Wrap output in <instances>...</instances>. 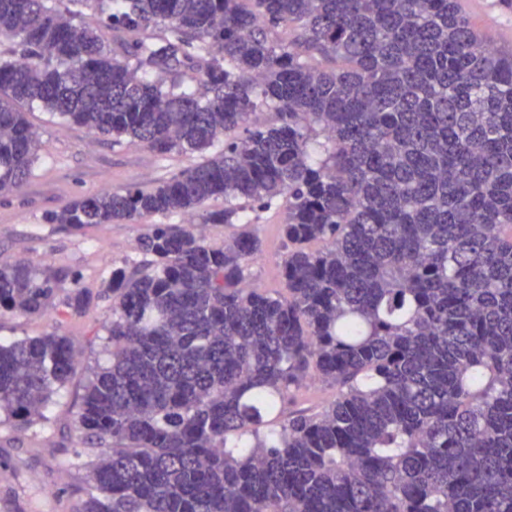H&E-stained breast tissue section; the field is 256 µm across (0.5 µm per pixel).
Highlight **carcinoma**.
Masks as SVG:
<instances>
[{"instance_id":"obj_1","label":"carcinoma","mask_w":512,"mask_h":512,"mask_svg":"<svg viewBox=\"0 0 512 512\" xmlns=\"http://www.w3.org/2000/svg\"><path fill=\"white\" fill-rule=\"evenodd\" d=\"M35 103L201 156L50 223L232 229L156 224L112 270L82 512H512V54L458 0H0V193L38 160ZM279 208L272 294L246 272ZM61 293L91 301L0 263V316ZM77 366L55 331L0 344V410L42 415Z\"/></svg>"}]
</instances>
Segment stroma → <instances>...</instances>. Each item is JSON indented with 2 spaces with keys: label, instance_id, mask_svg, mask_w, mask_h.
Wrapping results in <instances>:
<instances>
[{
  "label": "stroma",
  "instance_id": "obj_1",
  "mask_svg": "<svg viewBox=\"0 0 512 512\" xmlns=\"http://www.w3.org/2000/svg\"><path fill=\"white\" fill-rule=\"evenodd\" d=\"M464 9L486 40L499 45L512 39V11L498 0H466ZM28 118L39 136V159L20 190L0 196V263L25 259L40 272L68 270L79 274L81 287L99 299L75 317L53 312L0 317V343L55 331L71 336L79 351L76 373L54 395L46 420L25 423L0 412V512H80L90 471L68 464L78 446L72 421L92 368L107 361L103 325L112 300L103 290L113 268L137 256L139 239L154 224H181L185 218L175 213L139 224L75 229L48 223L46 217L79 197L169 178L195 158L177 152L160 156L127 138L115 143L36 108ZM281 220L279 212L262 213L256 226L262 252L249 266L248 283L282 288Z\"/></svg>",
  "mask_w": 512,
  "mask_h": 512
}]
</instances>
